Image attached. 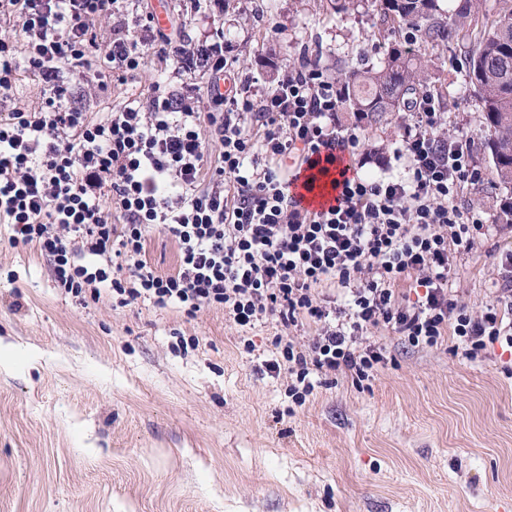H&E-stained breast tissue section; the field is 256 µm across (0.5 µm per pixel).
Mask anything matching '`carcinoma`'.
Masks as SVG:
<instances>
[{"mask_svg":"<svg viewBox=\"0 0 512 512\" xmlns=\"http://www.w3.org/2000/svg\"><path fill=\"white\" fill-rule=\"evenodd\" d=\"M482 0H460L445 10L439 0H380L381 33L394 42L373 62L362 58L355 65L336 66L333 81L343 95L344 111L379 125L392 112H400L412 99L432 92L444 97L429 72V59L406 50L397 34L409 31L425 50H446L452 37L468 44L460 58L482 113L496 174L512 184V7L486 24L479 16Z\"/></svg>","mask_w":512,"mask_h":512,"instance_id":"obj_1","label":"carcinoma"}]
</instances>
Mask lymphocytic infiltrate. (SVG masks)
Segmentation results:
<instances>
[{
    "instance_id": "lymphocytic-infiltrate-1",
    "label": "lymphocytic infiltrate",
    "mask_w": 512,
    "mask_h": 512,
    "mask_svg": "<svg viewBox=\"0 0 512 512\" xmlns=\"http://www.w3.org/2000/svg\"><path fill=\"white\" fill-rule=\"evenodd\" d=\"M126 3L0 0V96L19 80V56L43 85L37 105L0 112V221L12 245L40 247L62 293L96 301L106 292L120 307L174 306L191 318L219 308L243 330L274 317L284 334L267 367L287 370L299 406L316 386L360 385L387 366L372 329L418 348L452 338L471 360L494 344L512 349V252L480 310L449 286L489 227L466 200L484 181L471 140L447 133L438 99L420 96L401 119L403 176L349 166L334 205L311 211L291 194L293 180L356 155L362 128L342 126V96L318 60L289 64L271 91L245 76L223 95L215 87L234 68L223 32L176 40L149 13L94 55L97 19L124 15ZM8 29L16 39L3 38ZM151 53L169 77L207 76L209 110L163 82L104 112L76 105L74 85L127 80ZM156 231L178 245L174 274L145 259ZM301 329L310 333L302 347L291 338Z\"/></svg>"
}]
</instances>
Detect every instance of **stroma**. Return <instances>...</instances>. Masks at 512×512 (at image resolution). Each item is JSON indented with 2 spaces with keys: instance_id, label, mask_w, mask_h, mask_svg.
Listing matches in <instances>:
<instances>
[{
  "instance_id": "stroma-1",
  "label": "stroma",
  "mask_w": 512,
  "mask_h": 512,
  "mask_svg": "<svg viewBox=\"0 0 512 512\" xmlns=\"http://www.w3.org/2000/svg\"><path fill=\"white\" fill-rule=\"evenodd\" d=\"M380 6L336 14L326 0H225L223 12L169 20L195 39L216 29L240 74L272 88L303 48L320 65L382 56ZM444 113L460 124L485 181L475 205L496 235L460 260L451 286L480 309L512 251V226L483 142L487 129L463 70L446 51ZM147 57L109 82L91 111L160 78ZM0 223V512H512V354L470 361L369 337L392 364L368 388H316L301 407L288 375H272L267 318L241 331L220 309L188 318L148 303H79L54 286L36 246H13ZM253 351H246L245 342Z\"/></svg>"
}]
</instances>
